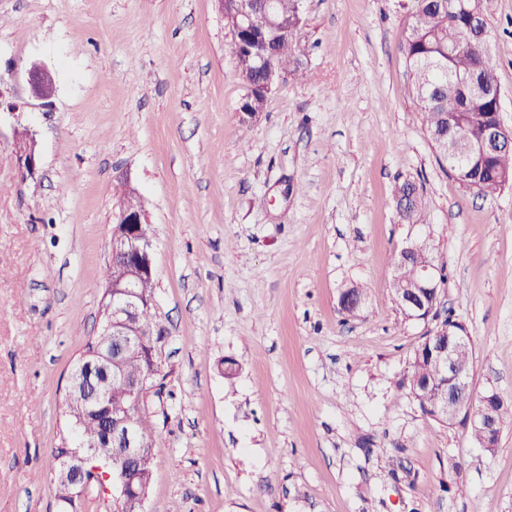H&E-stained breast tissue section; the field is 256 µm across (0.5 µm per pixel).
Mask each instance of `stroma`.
<instances>
[{
  "label": "stroma",
  "mask_w": 512,
  "mask_h": 512,
  "mask_svg": "<svg viewBox=\"0 0 512 512\" xmlns=\"http://www.w3.org/2000/svg\"><path fill=\"white\" fill-rule=\"evenodd\" d=\"M411 5L303 0L306 73L246 122L213 0H0V512H56L66 381L101 328L126 178L164 330L145 512H512V426L487 452L399 388L436 327L392 300L393 257L420 240L447 267L441 316L468 327L474 398L512 407V188L480 196L438 163L405 90ZM483 13L512 126V0ZM33 63L50 100L28 90ZM405 179L426 224L399 220ZM353 284L355 318L338 305ZM50 71L37 64H33L25 71L26 81L33 97L39 100H49L53 97L55 90L47 83V74ZM27 140L19 142L14 140L12 159L23 180L33 178L39 167V157L36 150L34 134L29 130Z\"/></svg>",
  "instance_id": "35a3bbf8"
}]
</instances>
